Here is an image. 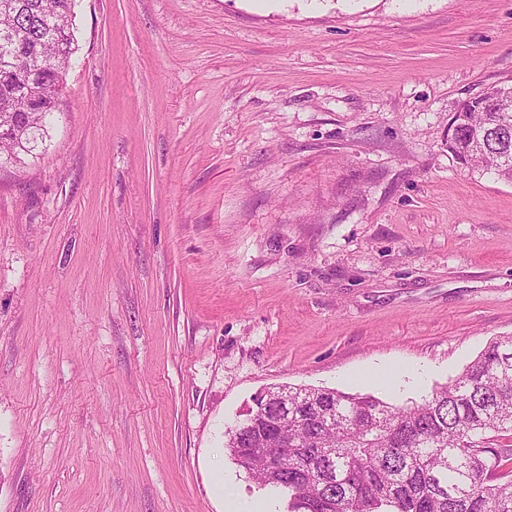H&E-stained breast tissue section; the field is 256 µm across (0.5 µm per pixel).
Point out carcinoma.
<instances>
[{"label":"carcinoma","instance_id":"obj_1","mask_svg":"<svg viewBox=\"0 0 512 512\" xmlns=\"http://www.w3.org/2000/svg\"><path fill=\"white\" fill-rule=\"evenodd\" d=\"M74 5L0 0V129L8 130L0 167L29 165L50 138L75 50ZM36 91L45 106L33 104ZM500 122L512 126V96L463 100L448 150L512 182V135H500ZM252 416L234 459L259 486L287 496L286 512H512V336L491 341L419 402L290 386ZM279 438L297 447L288 468L272 472L257 449Z\"/></svg>","mask_w":512,"mask_h":512}]
</instances>
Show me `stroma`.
I'll list each match as a JSON object with an SVG mask.
<instances>
[{
	"mask_svg": "<svg viewBox=\"0 0 512 512\" xmlns=\"http://www.w3.org/2000/svg\"><path fill=\"white\" fill-rule=\"evenodd\" d=\"M0 169V512H284L227 432L283 385L400 405L512 336V183L460 165L512 0H77Z\"/></svg>",
	"mask_w": 512,
	"mask_h": 512,
	"instance_id": "obj_1",
	"label": "stroma"
}]
</instances>
